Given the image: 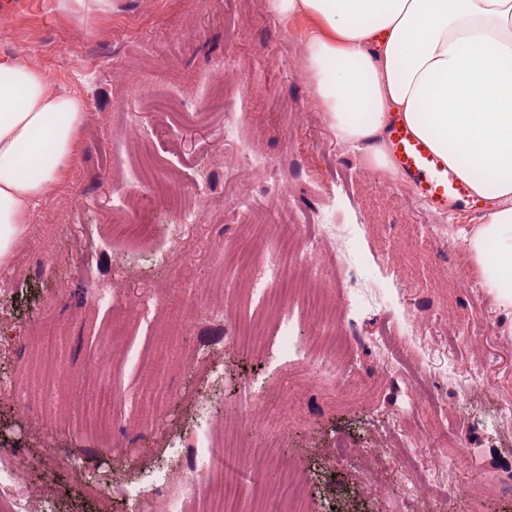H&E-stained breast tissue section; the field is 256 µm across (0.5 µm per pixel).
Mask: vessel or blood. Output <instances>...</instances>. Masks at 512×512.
<instances>
[{"label": "vessel or blood", "mask_w": 512, "mask_h": 512, "mask_svg": "<svg viewBox=\"0 0 512 512\" xmlns=\"http://www.w3.org/2000/svg\"><path fill=\"white\" fill-rule=\"evenodd\" d=\"M388 149L412 191L436 214H460L472 201L471 190L459 174L400 122L393 123Z\"/></svg>", "instance_id": "b4317fda"}]
</instances>
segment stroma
I'll use <instances>...</instances> for the list:
<instances>
[{
	"mask_svg": "<svg viewBox=\"0 0 512 512\" xmlns=\"http://www.w3.org/2000/svg\"><path fill=\"white\" fill-rule=\"evenodd\" d=\"M19 2L0 28V62L27 60L53 90L90 104L75 161L32 206L12 258L0 263V448L41 461L20 471L31 512H132L158 486L172 497L161 512H202L180 496L186 471L206 469L198 451L210 446L266 461L238 512H255L261 498L282 512L292 472L305 512H410L400 498L406 479L426 512H512V436L491 424L512 403V313L481 286L458 233L466 217L430 213L401 178L336 142L306 67L315 22L283 18L273 0H212L199 10L193 0H72L66 9L60 0ZM218 65L236 105L233 141L223 113L206 105ZM144 132L157 172L177 180L161 195L117 185L137 165L134 143ZM241 139L282 173L246 166ZM278 179L288 189L273 199L275 219L298 221L335 192L337 220L360 256L352 272L332 251L307 260L302 247L314 229L301 224L297 277L318 263L337 309L361 289L386 300L358 314L360 341L337 330L326 372L308 362L320 330L297 297L288 310L308 358H266L226 326L227 306L246 305L251 277L225 264L224 245L251 238L260 246L267 236L243 224L235 202L265 198ZM117 189L127 212L154 224V237L105 239ZM185 195L199 219L172 240L166 227L179 222ZM431 224L447 225L444 246L426 234ZM88 267L95 283L81 279ZM97 287L118 290L125 312L97 304ZM148 297L158 304L139 315ZM412 316L437 340L431 355L397 333ZM377 336L388 338L392 363L368 345ZM454 366L472 381H458ZM114 379L125 399L100 437L85 428L88 404ZM248 385L266 398L255 422L267 410L279 414L259 433L240 426ZM413 433L434 437L435 452L411 458L403 438ZM128 448L137 456H125ZM61 452L63 465L55 462ZM459 456L464 465L448 468ZM422 463L442 470V480L419 477ZM369 469L374 490L362 482ZM108 480L129 499L98 490Z\"/></svg>",
	"mask_w": 512,
	"mask_h": 512,
	"instance_id": "stroma-1",
	"label": "stroma"
}]
</instances>
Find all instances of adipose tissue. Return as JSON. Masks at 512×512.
I'll use <instances>...</instances> for the list:
<instances>
[{"mask_svg": "<svg viewBox=\"0 0 512 512\" xmlns=\"http://www.w3.org/2000/svg\"><path fill=\"white\" fill-rule=\"evenodd\" d=\"M318 28L305 49L313 91L337 142L394 172L386 139L399 118L489 200L462 228L481 284L512 310V0H273ZM89 105L53 92L23 59L0 63V261L32 205L72 163ZM37 167L28 177V167Z\"/></svg>", "mask_w": 512, "mask_h": 512, "instance_id": "obj_1", "label": "adipose tissue"}]
</instances>
